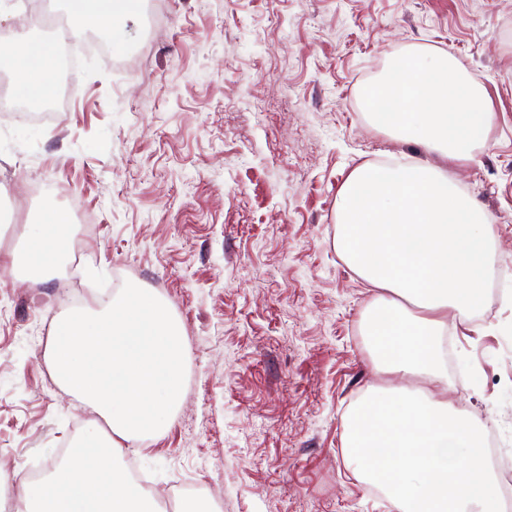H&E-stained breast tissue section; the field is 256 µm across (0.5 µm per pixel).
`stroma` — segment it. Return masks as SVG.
Here are the masks:
<instances>
[{"mask_svg":"<svg viewBox=\"0 0 512 512\" xmlns=\"http://www.w3.org/2000/svg\"><path fill=\"white\" fill-rule=\"evenodd\" d=\"M90 54L53 122L0 124V257L63 212L80 258L33 285L0 269V474H48L96 418L61 385L44 336L68 296H109L117 268L184 334L172 423L123 449L150 491L192 482L221 512H397L357 479L346 417L380 370L378 296L336 251L337 200L365 163L446 168L490 219L486 291L440 338L447 399L512 455V0H142ZM443 50L486 92L487 141L448 162L374 125L361 92L394 58ZM42 181L39 194L22 185ZM90 216L82 229L76 212Z\"/></svg>","mask_w":512,"mask_h":512,"instance_id":"obj_1","label":"stroma"}]
</instances>
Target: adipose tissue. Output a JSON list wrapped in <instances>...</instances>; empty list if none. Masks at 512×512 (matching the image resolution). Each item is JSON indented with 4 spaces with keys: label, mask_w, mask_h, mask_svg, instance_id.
I'll use <instances>...</instances> for the list:
<instances>
[{
    "label": "adipose tissue",
    "mask_w": 512,
    "mask_h": 512,
    "mask_svg": "<svg viewBox=\"0 0 512 512\" xmlns=\"http://www.w3.org/2000/svg\"><path fill=\"white\" fill-rule=\"evenodd\" d=\"M139 0H67L71 35L90 24L121 27ZM52 40L16 34L0 63L17 98L39 102L55 88ZM373 123L442 158L464 163L487 141L491 113L482 88L448 54H408L363 92ZM339 255L384 290L367 327L388 371L427 378L436 392L365 395L350 412L344 448L357 475L384 488L398 512H497L482 431L449 405L441 385L439 338L449 313L467 318L483 296L489 258L487 214L445 169L426 163L392 168L368 163L347 178L337 205ZM64 214L47 211L29 225L28 247L0 266H25L42 280L68 245Z\"/></svg>",
    "instance_id": "ef3b65f1"
}]
</instances>
